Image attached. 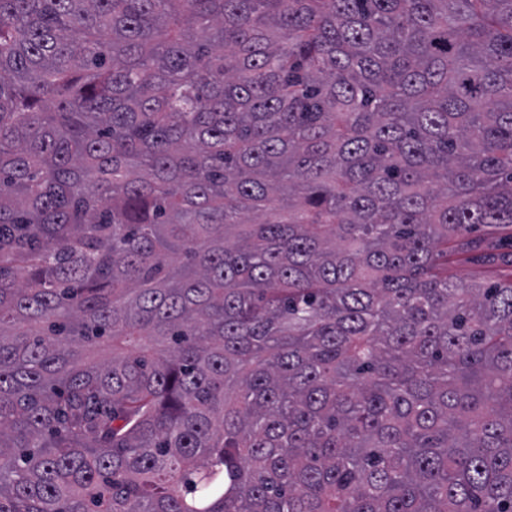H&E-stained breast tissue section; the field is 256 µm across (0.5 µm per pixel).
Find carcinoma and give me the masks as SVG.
Wrapping results in <instances>:
<instances>
[{"label":"carcinoma","instance_id":"1","mask_svg":"<svg viewBox=\"0 0 512 512\" xmlns=\"http://www.w3.org/2000/svg\"><path fill=\"white\" fill-rule=\"evenodd\" d=\"M512 0H0V512H512ZM510 272L511 268L507 270L476 262H448V281L453 282H468L478 279L495 282Z\"/></svg>","mask_w":512,"mask_h":512}]
</instances>
